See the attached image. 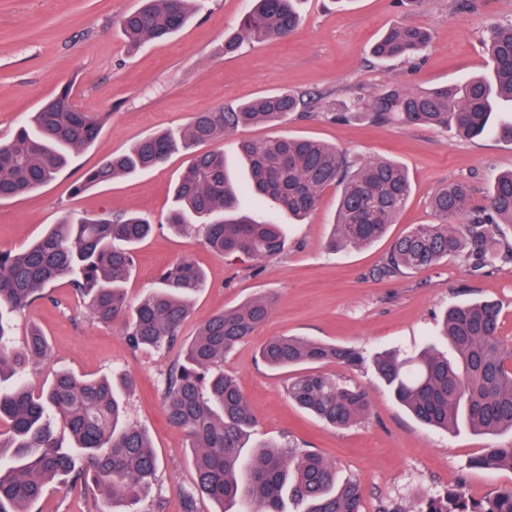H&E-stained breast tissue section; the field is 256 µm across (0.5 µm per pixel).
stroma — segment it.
I'll use <instances>...</instances> for the list:
<instances>
[{
    "label": "stroma",
    "instance_id": "stroma-1",
    "mask_svg": "<svg viewBox=\"0 0 512 512\" xmlns=\"http://www.w3.org/2000/svg\"><path fill=\"white\" fill-rule=\"evenodd\" d=\"M140 0H0V140L63 86L74 105L105 115L98 138L70 157L51 183L27 196L0 201V251H15L39 238L64 216L135 212L155 229L138 244L126 288L138 298L157 284L160 270L187 259L204 273L181 336L189 338L216 311L273 294L277 302L266 322L224 359L235 376L256 426L252 442H291L320 453L343 479L360 480L363 512L393 506L414 512L424 495L463 487L481 499L512 487V471L489 472L472 461L485 448L512 444V434L482 436L468 430L445 432L417 421L391 396L369 362L360 367L323 365L325 373L363 388L370 413L347 429L329 427L293 405L286 392L289 375L258 359L263 342L300 336L352 347L369 359L383 350L411 352L438 334L444 312L456 302L494 301L500 306V334L512 341V263L475 272L458 258L397 277L376 270L399 235L418 224L434 223L431 196L451 182L469 186L483 202L493 178L512 170V141L486 136L465 139L455 129L372 124L328 119L358 95L388 84L431 88L452 85L487 70L484 42L490 31L512 22V0H422L408 9L399 0H299V27L287 38L245 43L231 56L221 53L251 0H202L191 21L169 40L129 48L122 15ZM419 25L432 39L417 64H380L370 44L389 27ZM288 91L319 97L318 107L290 116L279 127L256 126L246 138L275 135L311 137L349 157L385 158L409 173L411 194L396 224L376 243L329 252L326 240L340 190L323 191L317 209L301 224L256 198L241 199L274 223L285 225L284 252L257 263L246 257H214L202 231L167 229L172 188L188 157L177 153L162 167L84 187L91 170L112 154L128 150L155 132L188 124L195 113L235 106L257 96ZM40 300L16 317L11 347L21 350L26 330L38 325L51 358L25 369L41 387L57 370L102 377L113 371L135 379L126 418L151 437L158 457L152 488L140 512H183V492L195 480L184 430L168 419L163 403L167 368L178 347L132 349L119 327L92 318L67 281L55 282ZM103 505L92 486L67 491L49 485L34 512H98Z\"/></svg>",
    "mask_w": 512,
    "mask_h": 512
}]
</instances>
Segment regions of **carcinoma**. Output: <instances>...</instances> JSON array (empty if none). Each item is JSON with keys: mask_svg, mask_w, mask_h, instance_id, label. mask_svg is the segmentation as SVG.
<instances>
[{"mask_svg": "<svg viewBox=\"0 0 512 512\" xmlns=\"http://www.w3.org/2000/svg\"><path fill=\"white\" fill-rule=\"evenodd\" d=\"M253 2L224 41V54L246 41L285 38L298 26V0ZM195 4L143 0L122 17L123 34L132 47L165 41L188 22ZM428 39L423 28L397 25L373 42L370 54L380 63L409 61ZM488 55L485 75L466 77L452 87L387 85L367 98H353L330 118L452 126L468 139L495 134L512 141V121L493 122L494 114L512 106V23L490 32ZM317 104L313 98L279 92L199 112L187 125L146 136L129 151L105 159L86 183L104 184L154 169L183 151L191 159L175 186L167 226L188 233L203 225L204 242L215 257L243 255L261 263L284 251L281 225L242 212L243 195L253 194L301 221L334 185L340 195L328 249L369 245L395 223L410 196L407 173L399 164L377 158L352 161L336 147L309 138L240 139L236 151L248 175L242 184L224 149L216 148L243 128L279 125L289 114ZM104 120L79 111L68 87L46 99L28 123L0 142V201L53 181L71 152L96 140ZM429 205L435 222L397 238L378 275L422 271L448 257L476 270L512 262V239L495 234L501 224L512 227V170L493 179L481 205L473 203L461 183L435 192ZM153 228L135 213L72 217L19 251L0 252V423L5 425L0 428V512H32L46 484L58 476L74 486L92 485L106 501L121 499L125 512H138L158 460L145 432L122 419L132 376L124 373L109 381L59 371L36 391L23 372L27 364L50 355L42 331L31 327L18 353H6L1 346L10 336L11 315L66 277L94 319L122 322L132 347L160 350L179 343L191 299L204 285L202 271L187 260L169 265L160 271L158 286L134 301L125 288L133 250ZM273 304V298L259 296L211 315L182 344V360L167 369L165 409L169 420L186 430L193 449L195 483L183 493L184 512H197L199 496L220 503L221 512H288L290 504L296 512H362L360 482H339L335 467L317 452L267 443L244 454L254 419L237 382L224 372V356L253 335ZM499 322L494 302L457 304L442 320L440 339L446 348L431 343L413 355L381 352L373 358L375 370L394 399L426 425L446 431L465 425L492 436L512 432V343L499 336ZM259 357L278 370L365 362L357 349L297 336L266 341ZM287 394L296 406L337 428L355 425L369 410L363 390L317 370L289 378ZM59 423L73 445L56 434ZM475 464L489 471L512 470V446L488 448ZM416 512H512V488L481 500L457 491L426 495Z\"/></svg>", "mask_w": 512, "mask_h": 512, "instance_id": "carcinoma-1", "label": "carcinoma"}]
</instances>
